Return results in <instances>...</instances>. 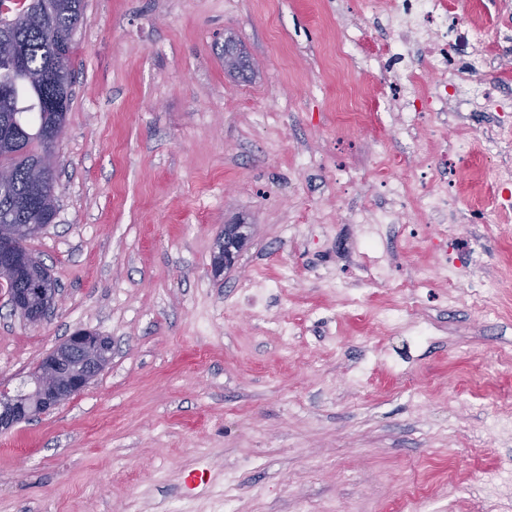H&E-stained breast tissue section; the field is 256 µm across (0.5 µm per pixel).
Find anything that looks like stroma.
Returning <instances> with one entry per match:
<instances>
[{"label":"stroma","instance_id":"1","mask_svg":"<svg viewBox=\"0 0 512 512\" xmlns=\"http://www.w3.org/2000/svg\"><path fill=\"white\" fill-rule=\"evenodd\" d=\"M454 2L512 35V0ZM354 10L84 0L57 215L27 243L62 300L31 325L0 291V385L27 388L79 329L109 337L112 359L0 433V512H399L415 486L423 512H472L479 476L512 463V429L489 426L492 366L512 354V235L470 221L489 199L482 158L441 170L427 137L391 174L425 192L450 179L455 207L440 225H385L365 251L349 215L378 196L376 130L344 123L336 102L347 83L371 100L388 87L386 64H336ZM228 39L245 74L224 69ZM349 168L367 179L345 185ZM228 224L247 240L217 275ZM429 267L432 285L409 293ZM476 278L499 285L490 313L471 302ZM357 290L360 314L344 316ZM411 294L396 326L377 321Z\"/></svg>","mask_w":512,"mask_h":512}]
</instances>
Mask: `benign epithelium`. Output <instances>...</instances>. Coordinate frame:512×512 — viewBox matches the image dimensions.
I'll return each mask as SVG.
<instances>
[{
  "label": "benign epithelium",
  "mask_w": 512,
  "mask_h": 512,
  "mask_svg": "<svg viewBox=\"0 0 512 512\" xmlns=\"http://www.w3.org/2000/svg\"><path fill=\"white\" fill-rule=\"evenodd\" d=\"M39 233L38 226L0 232V277L14 281L29 275L24 258V242ZM240 229L224 228L216 243L215 272L233 260L239 247ZM59 289L51 282H29L26 288H14L8 301L14 312L25 321L42 323L57 301ZM112 355V341L96 332L79 329L50 351L39 363L35 373V389L31 394L12 395L0 389V432L26 421L34 413H46L81 393L105 368Z\"/></svg>",
  "instance_id": "7a95c632"
}]
</instances>
